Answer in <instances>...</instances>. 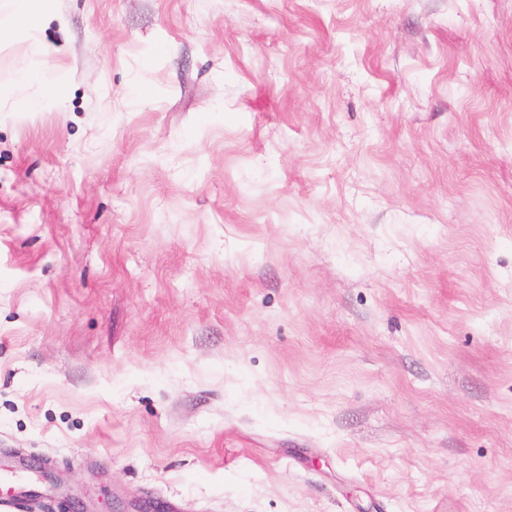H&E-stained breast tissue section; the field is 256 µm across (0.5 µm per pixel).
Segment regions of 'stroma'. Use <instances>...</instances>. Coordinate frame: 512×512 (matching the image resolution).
Instances as JSON below:
<instances>
[{
	"mask_svg": "<svg viewBox=\"0 0 512 512\" xmlns=\"http://www.w3.org/2000/svg\"><path fill=\"white\" fill-rule=\"evenodd\" d=\"M0 29V462L173 512H512V0Z\"/></svg>",
	"mask_w": 512,
	"mask_h": 512,
	"instance_id": "obj_1",
	"label": "stroma"
}]
</instances>
